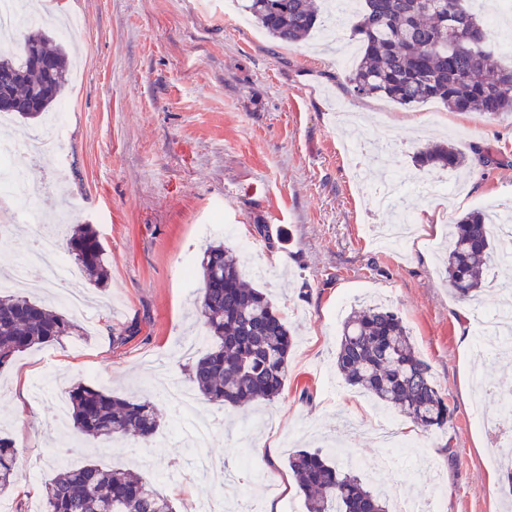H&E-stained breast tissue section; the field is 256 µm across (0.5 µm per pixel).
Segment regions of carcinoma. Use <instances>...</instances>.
<instances>
[{
    "mask_svg": "<svg viewBox=\"0 0 512 512\" xmlns=\"http://www.w3.org/2000/svg\"><path fill=\"white\" fill-rule=\"evenodd\" d=\"M472 0H362L352 25L360 56L348 76L357 97L387 98L403 107L437 100L458 111L512 116V66L485 48L488 37ZM242 10L275 41L290 46L325 25L315 0H242ZM48 58L53 70L38 58ZM69 82L64 48L40 30L26 34L22 54H0V97L8 111L36 118L50 111ZM420 166L460 169L466 157L453 145L417 153ZM492 215L470 211L448 229L445 271L454 292L478 297L484 270L494 262ZM63 249L101 287L108 279L104 249L90 224H77ZM196 313L211 344L195 357L188 379L210 403L245 407L283 391L294 336L265 292L244 280L238 257L221 242L210 245L199 266ZM71 317L26 296H0V367L35 345L75 336ZM338 373L378 401L395 406L425 432L448 426L453 411L434 381L430 364L411 342L396 312L372 304L351 312L336 349ZM75 429L96 438L153 441L161 417L148 399L133 400L79 385L67 392ZM288 468L307 512H387L381 497L321 451L299 450ZM18 474L13 440L0 435V496ZM174 512L169 496L140 474L88 464L66 468L45 487V512Z\"/></svg>",
    "mask_w": 512,
    "mask_h": 512,
    "instance_id": "1",
    "label": "carcinoma"
}]
</instances>
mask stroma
Returning a JSON list of instances; mask_svg holds the SVG:
<instances>
[{"label":"stroma","mask_w":512,"mask_h":512,"mask_svg":"<svg viewBox=\"0 0 512 512\" xmlns=\"http://www.w3.org/2000/svg\"><path fill=\"white\" fill-rule=\"evenodd\" d=\"M225 0H39L44 31L83 60L57 110L66 114L58 158L34 165L22 153L8 163L23 171L40 216L66 210L70 224H89L104 248L106 287L85 286L93 321L83 335L19 353L0 369V433L13 439L20 465L8 500L30 512L33 489L58 472L52 451L69 466L133 468L171 496L177 512L224 489L226 472L242 480L244 500L274 499L279 512H306L297 487L268 490L266 478L288 476V456L331 443L351 424L347 450L364 461L384 453L374 431L387 407L347 386L333 365L344 318L375 300L392 308L454 411L448 427L422 432L394 415L396 464L378 477L355 473L384 494L422 495L441 488L443 512H507L500 468L487 464L500 446L476 422L496 403L473 372L512 386V357L480 356L474 313L494 308L495 271L480 300L459 299L448 286L440 249L448 226L472 210L512 206V118L453 111L437 101L403 107L349 91L337 49L351 24L331 25L298 46L237 23ZM369 147L364 180L354 183L348 143ZM449 142L468 159L464 171L418 167L424 143ZM404 186L392 211L370 213L382 178ZM416 180L448 181L459 193L428 200ZM432 208L400 251L372 242L366 224L394 213ZM266 225L258 234L257 225ZM236 252L250 283L262 289L297 334L288 380L275 400L244 408L199 401L196 415L212 426L203 448L185 446L181 422L152 372L186 381L182 346L202 329L193 318L199 265L209 243ZM125 343L112 341L127 327ZM121 397L152 396L161 427L151 444L116 446L72 427H53L54 392L77 384ZM254 427L256 445L238 442Z\"/></svg>","instance_id":"obj_1"}]
</instances>
